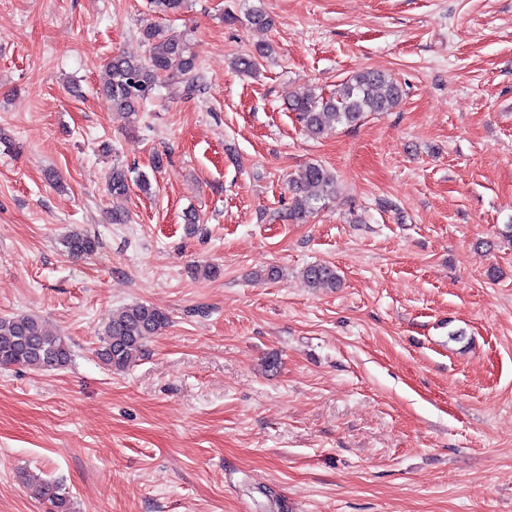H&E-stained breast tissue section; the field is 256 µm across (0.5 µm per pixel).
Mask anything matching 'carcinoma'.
Instances as JSON below:
<instances>
[{"instance_id": "carcinoma-1", "label": "carcinoma", "mask_w": 512, "mask_h": 512, "mask_svg": "<svg viewBox=\"0 0 512 512\" xmlns=\"http://www.w3.org/2000/svg\"><path fill=\"white\" fill-rule=\"evenodd\" d=\"M183 0H150L155 14L176 13ZM141 37L149 47L145 60L122 55L113 57L107 67L100 92L112 107L127 117L141 111L143 102L161 88L172 98L189 99L203 93L205 84L195 56L186 40L166 33L164 28L150 23L141 28ZM273 52L272 45L260 42L254 50L235 58L234 67L244 73L256 69L257 58ZM178 67H173V63ZM404 89L383 72L362 70L339 84L333 93L324 96L310 89L297 92L290 110L312 137L319 138L336 125H358L370 112H387L397 107ZM293 191L288 219L298 221L307 214L325 207L337 196L336 175L321 164L310 163L290 179ZM110 189L114 196H124L129 189L124 169L112 168ZM62 244L72 256L81 258L96 253L99 241L84 231H73ZM306 282L313 288H336L340 276L331 266L315 264L303 271ZM170 323L160 309L134 303L112 314L102 331L97 358L116 372L126 371L143 354L146 343ZM71 345L62 337L50 333L43 321L33 314L0 316V366H20L37 371L65 368L72 360ZM26 484L36 499L49 503V512H74L71 496L56 481L30 475Z\"/></svg>"}]
</instances>
